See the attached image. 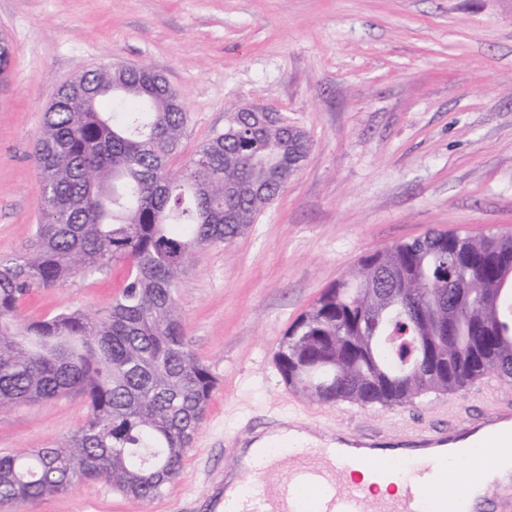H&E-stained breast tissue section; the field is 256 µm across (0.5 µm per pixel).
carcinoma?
I'll return each mask as SVG.
<instances>
[{
	"instance_id": "obj_1",
	"label": "carcinoma",
	"mask_w": 512,
	"mask_h": 512,
	"mask_svg": "<svg viewBox=\"0 0 512 512\" xmlns=\"http://www.w3.org/2000/svg\"><path fill=\"white\" fill-rule=\"evenodd\" d=\"M12 51L0 36V83ZM177 91L147 67L103 66L63 87L35 147L42 223L0 258V408L71 390L84 423L59 448L0 455V503L104 480L142 501L175 483L215 379L189 348L175 288L196 249L245 234L310 152L276 112H233L184 171ZM127 264L108 316L26 320L35 288ZM282 381L322 404H404L494 374L512 381V234L429 230L364 256L289 327Z\"/></svg>"
}]
</instances>
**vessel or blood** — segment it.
Wrapping results in <instances>:
<instances>
[{
    "instance_id": "obj_1",
    "label": "vessel or blood",
    "mask_w": 512,
    "mask_h": 512,
    "mask_svg": "<svg viewBox=\"0 0 512 512\" xmlns=\"http://www.w3.org/2000/svg\"><path fill=\"white\" fill-rule=\"evenodd\" d=\"M475 430L480 433L486 457L494 460L503 450H512V411L507 409L484 416L476 428L467 424L460 429L435 431L434 435L417 440V447L425 449L426 454L421 462L402 474L406 495L399 500L373 498L364 486L347 480L348 472L355 467L370 469L378 480L389 478L387 464L393 450L387 443L371 439L362 440L364 452L354 456L341 447H304L303 456H321L325 462L304 469L301 481L315 485L319 492L317 512H458L484 470L473 469L459 485L449 487L448 474L431 449L454 443L459 433L469 434ZM293 494L292 481L278 478L275 471L266 468L259 472L256 490L242 501L239 512H293L290 506Z\"/></svg>"
}]
</instances>
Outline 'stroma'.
<instances>
[{
  "mask_svg": "<svg viewBox=\"0 0 512 512\" xmlns=\"http://www.w3.org/2000/svg\"><path fill=\"white\" fill-rule=\"evenodd\" d=\"M0 35L14 50L0 85V257L27 252L41 219L46 108L99 65L150 67L179 92L187 131L172 173L245 105L311 144L251 230L195 250L178 284L189 346L216 378L178 480L150 502L92 481L0 512H217L225 464L290 409L322 436L412 441L512 400V382L481 381L390 407L319 404L273 359L363 256L430 229H512V0H0ZM126 275L116 263L37 289L21 313L103 318ZM86 415L75 390L2 408L0 454L63 445Z\"/></svg>",
  "mask_w": 512,
  "mask_h": 512,
  "instance_id": "obj_1",
  "label": "stroma"
}]
</instances>
